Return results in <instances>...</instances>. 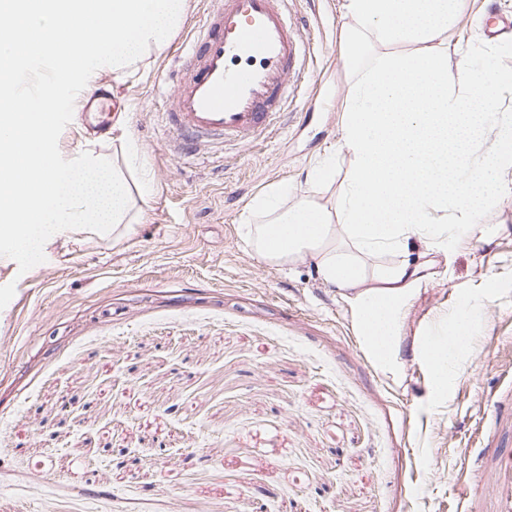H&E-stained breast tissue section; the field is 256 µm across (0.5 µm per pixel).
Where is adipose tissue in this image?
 <instances>
[{"label": "adipose tissue", "mask_w": 512, "mask_h": 512, "mask_svg": "<svg viewBox=\"0 0 512 512\" xmlns=\"http://www.w3.org/2000/svg\"><path fill=\"white\" fill-rule=\"evenodd\" d=\"M457 0H345L343 32L355 75L335 152L347 158L314 167V185L337 187L333 205L270 186L255 198L241 235L253 255L279 269L312 265L338 288L354 334L375 368L397 377L398 341L434 256L452 252L479 227L482 190L511 194L512 113L504 73L448 76V23ZM189 0H0V266L34 274L30 254L129 238L153 193L141 173L129 183L137 147L126 119L112 126L110 166L89 137L82 149L57 147L62 88L93 89L102 72L146 66L184 23ZM490 147L475 158L482 140ZM474 314L460 309L414 354L444 399L452 369L468 351Z\"/></svg>", "instance_id": "adipose-tissue-1"}]
</instances>
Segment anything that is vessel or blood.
Here are the masks:
<instances>
[{
  "mask_svg": "<svg viewBox=\"0 0 512 512\" xmlns=\"http://www.w3.org/2000/svg\"><path fill=\"white\" fill-rule=\"evenodd\" d=\"M184 52L165 120L192 144L242 143L283 116L306 45L288 0H215ZM494 512H512V455L499 456Z\"/></svg>",
  "mask_w": 512,
  "mask_h": 512,
  "instance_id": "vessel-or-blood-1",
  "label": "vessel or blood"
}]
</instances>
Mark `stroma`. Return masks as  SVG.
I'll return each instance as SVG.
<instances>
[{
  "instance_id": "stroma-1",
  "label": "stroma",
  "mask_w": 512,
  "mask_h": 512,
  "mask_svg": "<svg viewBox=\"0 0 512 512\" xmlns=\"http://www.w3.org/2000/svg\"><path fill=\"white\" fill-rule=\"evenodd\" d=\"M344 0H293L311 55L277 129L182 156L163 80L212 0L118 85L105 109L61 97L62 149L89 132L111 153L123 112L154 193L128 241L96 240L20 280L0 320V512H461L462 463L512 439V195L438 263L401 331L398 379L360 348L312 266L270 267L238 233L274 184L311 192L332 153L351 73ZM512 73V0H461L448 72ZM477 303L479 327L447 399L413 343Z\"/></svg>"
}]
</instances>
